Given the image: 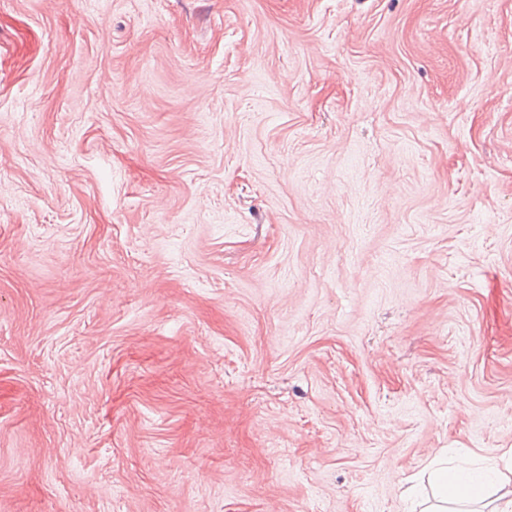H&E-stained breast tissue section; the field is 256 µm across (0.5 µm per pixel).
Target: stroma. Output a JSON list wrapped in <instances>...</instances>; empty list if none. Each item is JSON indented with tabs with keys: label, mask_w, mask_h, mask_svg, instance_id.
I'll use <instances>...</instances> for the list:
<instances>
[{
	"label": "stroma",
	"mask_w": 512,
	"mask_h": 512,
	"mask_svg": "<svg viewBox=\"0 0 512 512\" xmlns=\"http://www.w3.org/2000/svg\"><path fill=\"white\" fill-rule=\"evenodd\" d=\"M510 449L512 0H0V512Z\"/></svg>",
	"instance_id": "35a3bbf8"
}]
</instances>
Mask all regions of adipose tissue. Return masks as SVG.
<instances>
[{"label":"adipose tissue","mask_w":512,"mask_h":512,"mask_svg":"<svg viewBox=\"0 0 512 512\" xmlns=\"http://www.w3.org/2000/svg\"><path fill=\"white\" fill-rule=\"evenodd\" d=\"M435 502L424 512H480L502 502L501 512H512V467L499 470H458L445 463L432 465L427 479Z\"/></svg>","instance_id":"1"}]
</instances>
